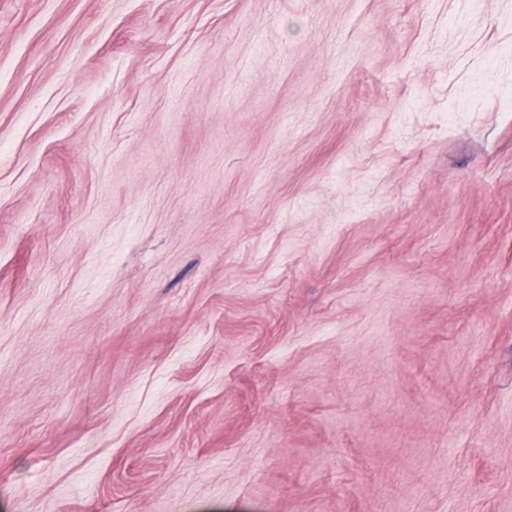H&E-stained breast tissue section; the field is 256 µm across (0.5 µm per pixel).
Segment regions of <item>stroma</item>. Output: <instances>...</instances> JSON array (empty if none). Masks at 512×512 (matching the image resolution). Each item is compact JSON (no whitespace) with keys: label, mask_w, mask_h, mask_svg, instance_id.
<instances>
[{"label":"stroma","mask_w":512,"mask_h":512,"mask_svg":"<svg viewBox=\"0 0 512 512\" xmlns=\"http://www.w3.org/2000/svg\"><path fill=\"white\" fill-rule=\"evenodd\" d=\"M0 512H512V0H0Z\"/></svg>","instance_id":"35a3bbf8"}]
</instances>
